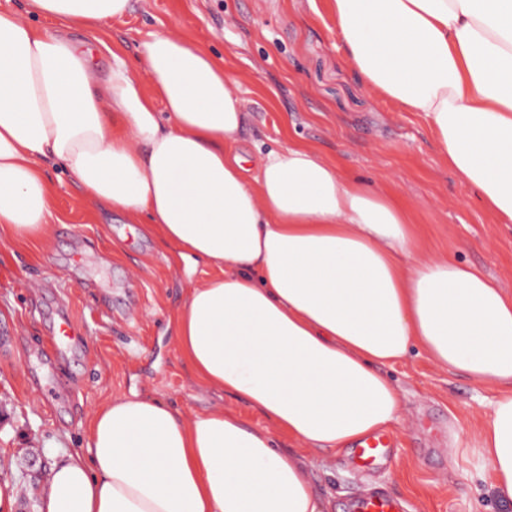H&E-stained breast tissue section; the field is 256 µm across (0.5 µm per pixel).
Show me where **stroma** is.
Returning <instances> with one entry per match:
<instances>
[{
	"instance_id": "obj_1",
	"label": "stroma",
	"mask_w": 512,
	"mask_h": 512,
	"mask_svg": "<svg viewBox=\"0 0 512 512\" xmlns=\"http://www.w3.org/2000/svg\"><path fill=\"white\" fill-rule=\"evenodd\" d=\"M172 30L211 49L239 81L247 114L243 148L305 143L347 176L386 183L440 253L481 269L512 291V224L495 223L477 192L444 163L425 118L370 93L339 49L330 0H131L101 38L96 70L111 48L136 60L149 32ZM56 223L46 240H0V501L36 512L45 477L25 474L30 458L54 466L86 450L87 424L105 401L138 389L185 417L221 407L254 425L243 401L200 385L166 331L183 279L156 240L117 211L94 209L63 168L52 169ZM68 320L78 341L48 356L49 338ZM403 410L389 435L391 461L357 470L350 449L307 451L286 436L280 450L308 467L326 512L371 485L403 499L409 512H512L490 491L489 466L474 449L448 445V430L474 434L495 386L437 368L411 353L389 370Z\"/></svg>"
}]
</instances>
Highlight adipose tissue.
<instances>
[{"mask_svg": "<svg viewBox=\"0 0 512 512\" xmlns=\"http://www.w3.org/2000/svg\"><path fill=\"white\" fill-rule=\"evenodd\" d=\"M346 62L372 94L420 112L440 156L512 224V0H333ZM130 0L0 6V234L37 242L53 219L46 161L86 199L173 248L191 284L168 327L194 378L265 424L217 407L184 418L138 390L100 405L87 453L53 468L39 512H324L286 434L333 452L396 423L387 366L417 350L498 385L481 429L449 430L512 507V293L428 250L381 184L308 145L250 165L224 61L173 31L98 78L88 36Z\"/></svg>", "mask_w": 512, "mask_h": 512, "instance_id": "ef3b65f1", "label": "adipose tissue"}]
</instances>
